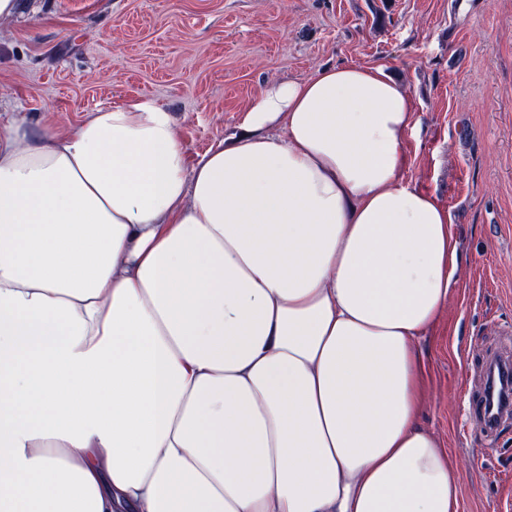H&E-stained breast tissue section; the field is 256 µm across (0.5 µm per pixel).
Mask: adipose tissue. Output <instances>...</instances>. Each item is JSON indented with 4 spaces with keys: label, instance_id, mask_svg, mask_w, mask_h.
<instances>
[{
    "label": "adipose tissue",
    "instance_id": "obj_1",
    "mask_svg": "<svg viewBox=\"0 0 512 512\" xmlns=\"http://www.w3.org/2000/svg\"><path fill=\"white\" fill-rule=\"evenodd\" d=\"M413 125L356 65L194 161L149 99L0 118V512H459L419 424L457 267Z\"/></svg>",
    "mask_w": 512,
    "mask_h": 512
}]
</instances>
